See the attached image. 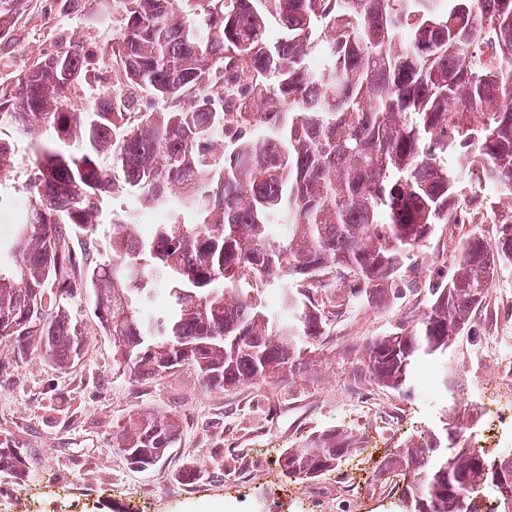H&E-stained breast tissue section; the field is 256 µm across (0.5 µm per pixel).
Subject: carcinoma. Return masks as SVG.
Wrapping results in <instances>:
<instances>
[{"label": "carcinoma", "instance_id": "obj_1", "mask_svg": "<svg viewBox=\"0 0 512 512\" xmlns=\"http://www.w3.org/2000/svg\"><path fill=\"white\" fill-rule=\"evenodd\" d=\"M29 0H0L3 17ZM125 98H69L77 42L0 82V121L44 129L22 223L0 239V344L71 366L86 344L67 300L90 295L112 361L137 382L195 367L206 388L278 382L320 362L328 317L394 303L406 261L458 221L470 181L512 196V0H109ZM319 59V66L312 61ZM161 103L143 112L142 95ZM14 150L0 139V181ZM135 199L144 232L108 203ZM488 247L467 237L412 325L362 343L360 374L400 390L448 348L512 266V207ZM477 413L410 439L377 477H407L404 512H512V451L461 443ZM112 450L148 470L180 441L146 408ZM327 428L285 451V476L333 471L358 448ZM0 476H28L0 443Z\"/></svg>", "mask_w": 512, "mask_h": 512}]
</instances>
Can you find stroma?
<instances>
[{
  "label": "stroma",
  "instance_id": "1",
  "mask_svg": "<svg viewBox=\"0 0 512 512\" xmlns=\"http://www.w3.org/2000/svg\"><path fill=\"white\" fill-rule=\"evenodd\" d=\"M12 36L0 43V75L28 69L40 57L77 41L98 71L112 68L105 50L112 42V14L105 0H80L61 12L32 0L11 22ZM0 137L13 140L15 164L0 182V236L21 219L20 208L35 169L37 134L19 135L0 122ZM498 192L471 183L459 202L460 220L436 225L401 273L408 291L388 307L362 308L336 321L321 341L322 362L279 383L224 391L204 389L194 366L176 368L162 381L138 383L112 363L94 302L81 295L72 310L86 333V346L67 369L29 354L15 360L0 348V441L25 449L29 477H0V512H399L401 489L375 473L406 439L441 430L460 404L476 409L479 424L497 410L512 411V395L484 396L473 356L490 348L512 358V268L495 277L485 304L468 331L448 351L447 386L428 394L381 388L356 378L355 352L365 338L413 324L426 308L424 284L447 275L462 238L478 236L494 245ZM145 407L176 411L182 426L178 448L156 468L139 471L112 453V436ZM332 426L362 438L359 451L336 470L296 482L279 465L285 449ZM192 467L200 482H185Z\"/></svg>",
  "mask_w": 512,
  "mask_h": 512
}]
</instances>
